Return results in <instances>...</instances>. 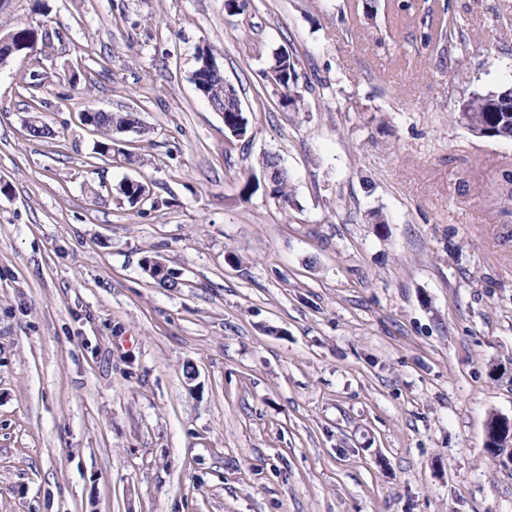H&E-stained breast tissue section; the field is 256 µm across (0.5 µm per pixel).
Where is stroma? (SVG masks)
<instances>
[{
    "mask_svg": "<svg viewBox=\"0 0 512 512\" xmlns=\"http://www.w3.org/2000/svg\"><path fill=\"white\" fill-rule=\"evenodd\" d=\"M38 1L0 0V33L54 40L50 136L0 67V512H512L484 446L512 417V139L455 118L512 85V0ZM430 7L466 45L424 41ZM206 45L243 139L193 82ZM277 49L302 111L262 95ZM90 105L138 114L115 147L146 166L96 158ZM267 153L288 210L239 195Z\"/></svg>",
    "mask_w": 512,
    "mask_h": 512,
    "instance_id": "1",
    "label": "stroma"
}]
</instances>
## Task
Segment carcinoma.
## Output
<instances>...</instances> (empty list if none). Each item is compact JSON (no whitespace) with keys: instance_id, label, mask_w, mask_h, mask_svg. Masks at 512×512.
I'll list each match as a JSON object with an SVG mask.
<instances>
[{"instance_id":"1","label":"carcinoma","mask_w":512,"mask_h":512,"mask_svg":"<svg viewBox=\"0 0 512 512\" xmlns=\"http://www.w3.org/2000/svg\"><path fill=\"white\" fill-rule=\"evenodd\" d=\"M17 41L22 44L19 54L23 55L25 62L24 74L36 78L45 71L51 50L53 39L46 28H34L28 25H17L11 29ZM439 34L443 40L450 42L457 40L466 43L464 28L457 24L445 25L440 30H430L425 34L426 39H431L433 34ZM215 54L208 46L197 49L194 71V84L201 85L205 95L209 97V103L218 112H226L228 100L224 99V73L222 69H213L207 62L214 59ZM269 81L277 98V103L288 112L301 111L303 95L298 85L296 66L291 57L273 53V65L269 72ZM29 114L26 120V128L35 130L34 138L46 135V126L40 121L42 100L36 94H31L26 104ZM458 121L466 128L473 131L487 125L496 126L497 138L512 139V86L490 90L485 93H474L462 100L458 108ZM81 123L93 128L99 139L95 142V154L101 157L112 156L114 145V132L140 123L139 117L133 112L113 114L100 112L94 107H87L81 113ZM146 192L145 185L138 184L134 187L120 183L115 194L125 199L130 205L137 204V198ZM273 197L284 209L293 204V195L290 190V178L287 171L280 172Z\"/></svg>"}]
</instances>
